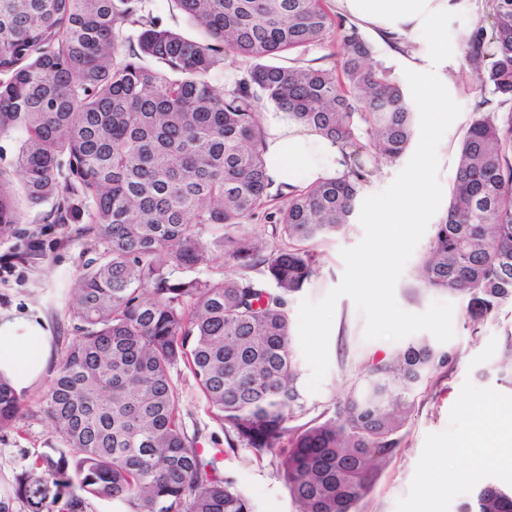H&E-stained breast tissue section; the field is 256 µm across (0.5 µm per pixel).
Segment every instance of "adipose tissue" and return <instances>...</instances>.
<instances>
[{
	"label": "adipose tissue",
	"mask_w": 512,
	"mask_h": 512,
	"mask_svg": "<svg viewBox=\"0 0 512 512\" xmlns=\"http://www.w3.org/2000/svg\"><path fill=\"white\" fill-rule=\"evenodd\" d=\"M336 4L355 22L407 48L410 67L431 78L423 85L422 95H436L447 87V47L424 41L423 36L437 31L454 16V0H336ZM262 127L263 157L275 183L300 189L346 172L341 147L288 113H265ZM50 341L49 325L43 317L0 314V378L16 392L28 391L46 373Z\"/></svg>",
	"instance_id": "adipose-tissue-1"
}]
</instances>
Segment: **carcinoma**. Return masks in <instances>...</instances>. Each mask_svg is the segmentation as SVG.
<instances>
[{"label":"carcinoma","mask_w":512,"mask_h":512,"mask_svg":"<svg viewBox=\"0 0 512 512\" xmlns=\"http://www.w3.org/2000/svg\"><path fill=\"white\" fill-rule=\"evenodd\" d=\"M146 2L0 0V137L23 133L15 164L0 165V227L41 208L47 223L84 225L102 249L76 279L80 335L45 394L61 447L16 476L0 512L13 498L35 512H88L90 497L125 512H253L187 435L171 376L179 365L228 447L276 462L295 512H354L399 447L418 389L455 355L413 339L368 364L333 415L291 426L309 407L290 303L317 272L306 244L350 223L376 164L409 148L412 106L327 0H173L201 30L196 40ZM491 10L466 42L489 95L475 102L419 269L425 288L466 302L474 336L512 306V0ZM332 32V67L266 63ZM237 63L241 77L211 83ZM266 104L340 144L348 172L274 186L260 149ZM258 218L286 246L244 231ZM218 260L235 270L194 275ZM499 369L512 379V328ZM20 409L0 379V430ZM33 485L50 492L32 502ZM461 512H512V489L483 483Z\"/></svg>","instance_id":"1"}]
</instances>
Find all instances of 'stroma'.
<instances>
[{"label": "stroma", "mask_w": 512, "mask_h": 512, "mask_svg": "<svg viewBox=\"0 0 512 512\" xmlns=\"http://www.w3.org/2000/svg\"><path fill=\"white\" fill-rule=\"evenodd\" d=\"M453 23L440 32L448 45V92L461 113L446 131L438 149L442 154L438 180L450 192L456 171L459 140L474 117L473 107L480 89L465 62L463 28L483 22L488 0H457ZM364 236L359 219L327 242L314 244L317 273L298 293V300L319 301L342 280V249L356 246ZM38 249H30L31 240ZM429 241L421 239L407 262L395 288L398 305L420 313L432 302L451 301L454 306V336L448 341L456 361L435 372L428 385L419 389L416 408L400 432L397 452L381 466L376 484L358 504L356 512H459L475 487L491 481L512 486V467L501 456L512 451V385L499 381L492 370L498 359L503 335L512 327V311L504 310L484 324L479 336L464 326V303L447 294L424 289L418 269ZM12 255L14 268L0 276V312L40 314L49 322L51 357L59 359L77 336L71 314V288L88 262L100 252L89 237L77 234L72 224H46L39 210L25 211L22 223L0 228V256ZM365 318L353 300L341 297L335 306L329 338V369L318 391L307 392L311 416L333 412L347 385L369 362L397 350L396 342L364 337ZM172 378L180 393L182 421L197 451L212 461L217 475L232 473L248 496L255 512H294L288 490L270 461L252 460L245 449L233 450L224 441V426L214 419L210 407L181 367ZM47 381L22 396L20 415L13 425L0 430V495L10 490L14 477L32 466L36 458L60 441L43 412ZM493 403L496 414L480 420L477 408Z\"/></svg>", "instance_id": "1"}]
</instances>
